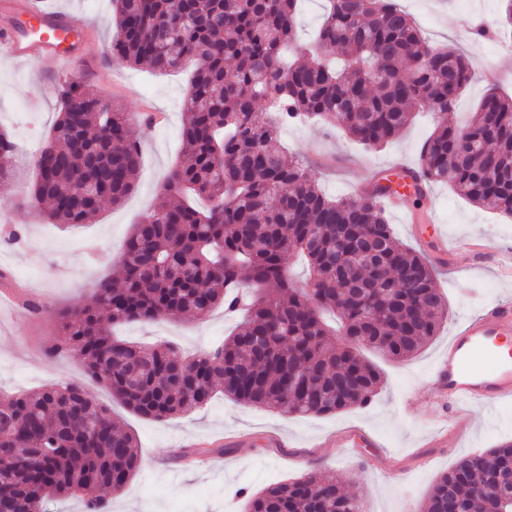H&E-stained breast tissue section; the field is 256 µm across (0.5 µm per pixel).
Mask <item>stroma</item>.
I'll use <instances>...</instances> for the list:
<instances>
[{
	"label": "stroma",
	"instance_id": "obj_1",
	"mask_svg": "<svg viewBox=\"0 0 512 512\" xmlns=\"http://www.w3.org/2000/svg\"><path fill=\"white\" fill-rule=\"evenodd\" d=\"M44 9L67 13L89 32L90 64L78 78L103 99L139 117L157 114L156 122L135 123L143 151L137 187L122 205H105L90 224L64 229L40 210L25 206L24 187L0 199V230L23 229L18 248L0 253V271H8L23 302L0 300V396L50 385L80 383L108 407L113 420L134 434L141 467L124 490L108 495L110 512H245L248 500L270 485L315 471L331 475L351 493H359L364 512H421L438 477L465 455L512 438V402L484 419L459 411L447 425L433 369L455 328L486 304L512 301V276L499 264L512 255V219L477 207L448 185L433 186L431 200L409 195L386 207L393 232L416 247L410 210L433 208L437 226L449 236L477 238L481 261L458 255L452 267L437 268L436 282L448 302V319L437 336L413 357L371 360L382 385L371 403L333 415L299 416L245 405L216 391L203 407L161 420L141 417L91 379L74 359L47 358L43 347L59 332L63 311L88 304L96 283L118 278L123 244L133 224L158 201L157 190L182 147V122L188 110L189 71L161 75L133 68L112 55L111 0H36ZM403 9L437 46L463 50L474 70L496 71V87L512 95V41L474 40L462 30L468 19L493 26L500 0H399ZM62 74L35 59L18 62L0 49V129L9 132L20 153L31 157L47 139L60 107ZM434 129L427 111L385 148L367 151L338 128L319 122L281 126L278 139L319 173L321 189L331 197L360 193L395 164L417 167L421 146ZM236 324L223 308L205 321L172 315L150 323L118 327L117 334L145 346L167 342L193 356L223 342ZM237 432L246 446L220 449L215 436ZM359 433L355 448H330L332 437Z\"/></svg>",
	"mask_w": 512,
	"mask_h": 512
}]
</instances>
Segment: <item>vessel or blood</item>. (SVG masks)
I'll return each mask as SVG.
<instances>
[{"label":"vessel or blood","mask_w":512,"mask_h":512,"mask_svg":"<svg viewBox=\"0 0 512 512\" xmlns=\"http://www.w3.org/2000/svg\"><path fill=\"white\" fill-rule=\"evenodd\" d=\"M25 11L34 24L29 38L14 31L0 32V46L17 61L38 57L46 66L63 71L84 63L86 41L83 29L59 11H46L27 0ZM411 223L422 225L418 239L437 260L465 253L480 256L479 241L448 240L434 226L432 211L414 213ZM434 375L450 407L488 410L512 400V302L483 307L480 314L462 324L438 357Z\"/></svg>","instance_id":"b4317fda"}]
</instances>
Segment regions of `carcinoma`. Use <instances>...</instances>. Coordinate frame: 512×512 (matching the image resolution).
I'll return each instance as SVG.
<instances>
[{
  "label": "carcinoma",
  "instance_id": "cac0c4a2",
  "mask_svg": "<svg viewBox=\"0 0 512 512\" xmlns=\"http://www.w3.org/2000/svg\"><path fill=\"white\" fill-rule=\"evenodd\" d=\"M310 61L285 65L296 45L298 0H112L116 59L156 71L193 66L192 108L159 204L125 240L119 281L62 313L46 355L73 357L134 413L161 419L208 401L216 387L249 405L295 415L335 414L369 403L381 384L362 351L406 360L448 319L431 260L395 237L387 189L336 199L315 171L277 145L276 124L315 120L367 150L391 142L425 108L435 128L417 177L512 217V96L489 92L469 123L443 115L474 78L467 56L431 45L398 0H328ZM23 202L49 205L54 224H88L104 203L136 189L141 163L134 117L77 78ZM264 100L277 122L255 111ZM0 193L25 164L0 131ZM206 197L201 211L194 197ZM307 261L299 288L285 256ZM222 306L248 314L224 343L192 360L169 345L135 346L112 326L172 313L205 320ZM136 438L78 384L0 402V512H41L49 498L80 497L108 512L98 492L120 493L138 472ZM512 440L462 457L432 486L424 512H512L504 493ZM248 512H362L339 481L308 472L256 494Z\"/></svg>",
  "mask_w": 512,
  "mask_h": 512
}]
</instances>
